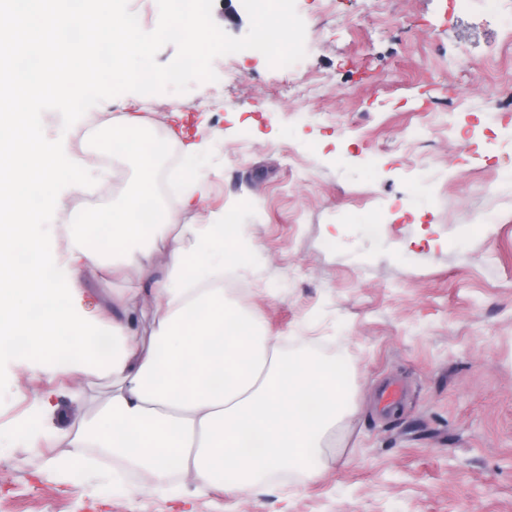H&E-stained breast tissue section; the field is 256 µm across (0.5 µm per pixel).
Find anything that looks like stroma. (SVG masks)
Listing matches in <instances>:
<instances>
[{
  "label": "stroma",
  "instance_id": "stroma-1",
  "mask_svg": "<svg viewBox=\"0 0 512 512\" xmlns=\"http://www.w3.org/2000/svg\"><path fill=\"white\" fill-rule=\"evenodd\" d=\"M305 57L289 69L262 54L217 58V81L189 92L125 93L71 130L54 111L48 138L89 157L109 123L135 113L165 150L210 143L198 208L244 226L233 272L240 306L291 351L344 363L352 408L314 478L269 481L231 498L192 485L170 491L152 473L121 481L86 456L78 481L53 456L112 393L31 360H0V512H512V111L490 119L496 84L512 83V0H296ZM473 133L460 153L456 130ZM184 138V139H185ZM118 187L59 192L44 225L111 208ZM78 320L107 322L117 296L141 337L152 304L137 277L87 265L72 283ZM396 383L402 400L383 408ZM52 431L35 445L21 421Z\"/></svg>",
  "mask_w": 512,
  "mask_h": 512
}]
</instances>
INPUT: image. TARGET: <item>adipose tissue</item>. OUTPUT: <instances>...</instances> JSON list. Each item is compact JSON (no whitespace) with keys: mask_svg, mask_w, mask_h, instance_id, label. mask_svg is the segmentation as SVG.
I'll return each instance as SVG.
<instances>
[{"mask_svg":"<svg viewBox=\"0 0 512 512\" xmlns=\"http://www.w3.org/2000/svg\"><path fill=\"white\" fill-rule=\"evenodd\" d=\"M87 3L79 14L89 23L77 39L63 36L79 15L63 0L0 9L2 50L22 47L34 57L47 32L61 33L49 46L56 62L42 72L44 96L56 95L61 64L77 60L69 98L79 101L104 41L122 57L150 56L134 23L116 14L111 0ZM8 95L14 102L0 111V355L62 364L77 395L90 378L111 379V396L74 432L73 447L97 448L128 469H148L164 480L176 474L232 498L261 491L277 471L317 475L326 442L347 412L349 371L336 361L284 351L263 333L258 315L225 293L224 269L239 262L245 247L240 225L213 213L169 233L171 209L154 180L159 147L140 138L138 116L127 114L96 154L132 167L134 191L102 213L94 232L68 225L59 231L69 265H96L108 255L114 273L143 278L154 331L142 343L127 318L113 321L106 335H93L71 315V294L56 274L55 239L32 222L58 191L79 189L81 172L91 167L66 145L22 132L37 99L0 66V98ZM91 169L94 185L107 188L106 165ZM160 237L169 260L157 274L153 244Z\"/></svg>","mask_w":512,"mask_h":512,"instance_id":"adipose-tissue-1","label":"adipose tissue"}]
</instances>
